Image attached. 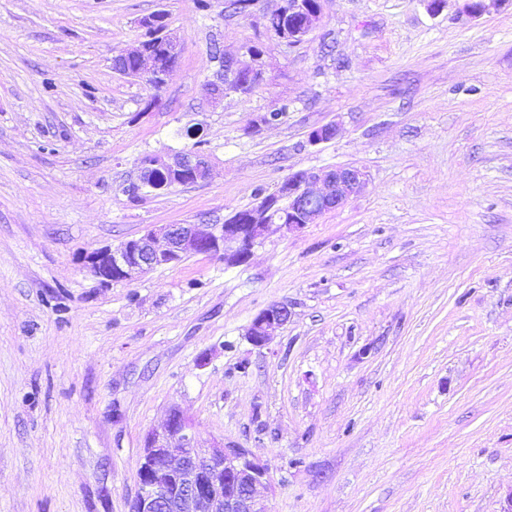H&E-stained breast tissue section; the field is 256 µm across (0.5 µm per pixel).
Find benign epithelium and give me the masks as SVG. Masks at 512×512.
<instances>
[{
  "label": "benign epithelium",
  "instance_id": "obj_1",
  "mask_svg": "<svg viewBox=\"0 0 512 512\" xmlns=\"http://www.w3.org/2000/svg\"><path fill=\"white\" fill-rule=\"evenodd\" d=\"M461 12L479 18L493 5L508 0H462ZM321 14H311L304 0H288V43L298 45L316 28ZM252 64L242 66L230 57L224 66V87L207 92L221 97L228 91L248 93L264 79V71L253 48H247ZM136 57L141 65L134 78L156 90L168 73L143 44L120 53ZM339 126L330 123L313 129L314 144L333 140ZM163 172L177 180L184 176L194 182L206 180L209 165L200 154L189 150L171 157L150 156L141 160L138 182L143 187L166 191L157 185ZM367 174L355 166L300 170L291 173L278 191L255 206L224 220L222 224H151L137 237L113 247L92 251L87 257L89 272L103 282L133 281L159 267L176 265L195 255L216 256L227 267L247 262L266 229L277 224L296 233L315 224L326 214L343 207L366 185ZM288 307L272 303L252 320L247 335L258 348L270 344L275 333L290 320ZM138 491L130 512H269L262 491L271 487L267 469L248 449L219 443L199 445L190 420L175 406L168 409L162 425L144 436L143 454L137 465Z\"/></svg>",
  "mask_w": 512,
  "mask_h": 512
}]
</instances>
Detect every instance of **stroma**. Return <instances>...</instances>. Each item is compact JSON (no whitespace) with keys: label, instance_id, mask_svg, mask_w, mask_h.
Wrapping results in <instances>:
<instances>
[{"label":"stroma","instance_id":"stroma-1","mask_svg":"<svg viewBox=\"0 0 512 512\" xmlns=\"http://www.w3.org/2000/svg\"><path fill=\"white\" fill-rule=\"evenodd\" d=\"M282 0H0V512H130L148 429L267 469L272 512H503L512 492V0H321L297 46ZM164 13L161 92L113 68ZM264 80L214 102V48ZM270 112L279 121L261 123ZM339 133L312 144L310 132ZM209 177L132 193L192 148ZM357 166L319 223L250 260L198 255L105 284L86 256L151 224L223 223L291 173ZM291 318L246 333L268 305ZM290 317L287 306L280 303L270 304L253 318L247 332L248 340L258 348L268 346L275 333L288 323Z\"/></svg>","mask_w":512,"mask_h":512}]
</instances>
